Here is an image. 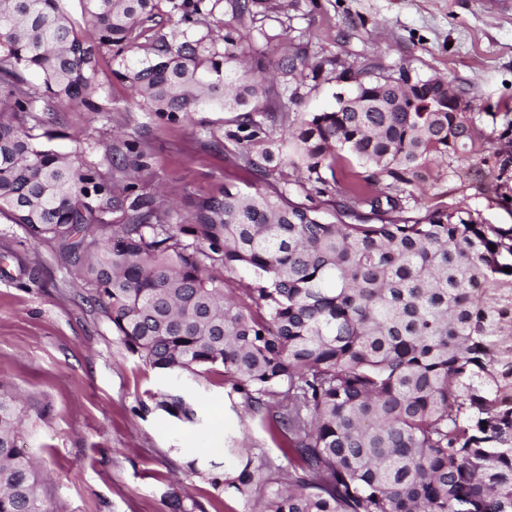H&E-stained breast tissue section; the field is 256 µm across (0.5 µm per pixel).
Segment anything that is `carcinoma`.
Segmentation results:
<instances>
[{"mask_svg": "<svg viewBox=\"0 0 512 512\" xmlns=\"http://www.w3.org/2000/svg\"><path fill=\"white\" fill-rule=\"evenodd\" d=\"M61 2L0 0V214L59 244L145 364L220 374L228 398L260 418L280 455L224 438L240 462L208 477L213 489L249 503L270 486L249 512H512V225L421 209L412 193L439 159L480 156L508 177L512 156L490 151L463 93L450 112L447 82L417 73L403 85L370 62L354 108L294 120L269 104V67L315 82L323 62L298 44L273 63L244 43L265 0H80L88 39ZM163 17L170 30L141 42ZM105 53L152 112L229 114V153L256 176L253 190L226 185L170 224L93 163L42 146L39 113L103 111L90 95ZM269 123L288 136L269 140ZM276 154L325 187L348 165L334 221L272 185ZM95 202L122 214L110 247ZM239 271L256 287H232ZM160 407L194 418L178 395ZM19 418L0 384V512H44ZM163 500L170 512L198 507Z\"/></svg>", "mask_w": 512, "mask_h": 512, "instance_id": "obj_1", "label": "carcinoma"}]
</instances>
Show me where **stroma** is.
I'll return each mask as SVG.
<instances>
[{"instance_id":"stroma-1","label":"stroma","mask_w":512,"mask_h":512,"mask_svg":"<svg viewBox=\"0 0 512 512\" xmlns=\"http://www.w3.org/2000/svg\"><path fill=\"white\" fill-rule=\"evenodd\" d=\"M264 30L308 42L315 61L356 69L374 60L388 71L444 77L476 100L477 127L492 147L512 122V16L482 0H269L244 34L257 45ZM112 69L102 56L99 111L80 105L57 113L47 148L81 154L107 179L124 151L134 168L122 186L169 209L174 224L197 198L254 183L224 150L223 113L150 112ZM340 90L330 72L317 82L297 78L280 89L279 106L293 116L315 112L334 105ZM278 181L332 214L336 191L319 193L307 171L282 168ZM414 195L424 206L462 201L482 223L512 224V180H498L477 157L433 166ZM87 294L55 242H33L0 215V382L20 398L19 446L36 461L46 512H169L161 495L172 486L192 496L198 512H246L242 499L207 480L213 465L236 462L212 452L213 426L223 419L225 434L276 456L259 419L230 404L223 376L176 383L146 366ZM176 391L193 403L197 422L157 408L162 394Z\"/></svg>"}]
</instances>
